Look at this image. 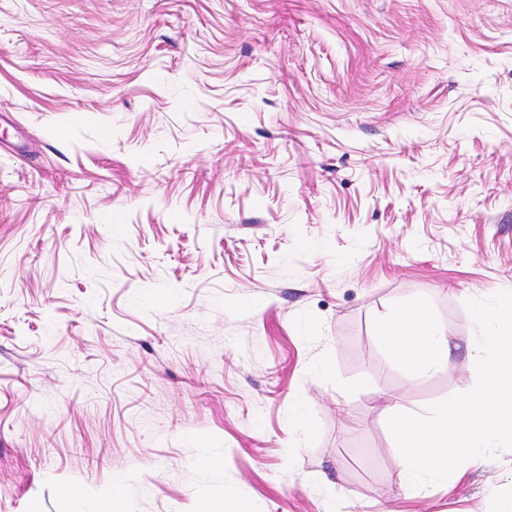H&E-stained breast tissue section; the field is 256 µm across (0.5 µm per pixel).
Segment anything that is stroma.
Segmentation results:
<instances>
[{
	"instance_id": "obj_1",
	"label": "stroma",
	"mask_w": 512,
	"mask_h": 512,
	"mask_svg": "<svg viewBox=\"0 0 512 512\" xmlns=\"http://www.w3.org/2000/svg\"><path fill=\"white\" fill-rule=\"evenodd\" d=\"M501 290L512 0H0V512H500L512 451L404 497L378 394L471 390ZM381 338L394 359L418 376L440 371L448 364V336L422 311L409 310L393 317Z\"/></svg>"
}]
</instances>
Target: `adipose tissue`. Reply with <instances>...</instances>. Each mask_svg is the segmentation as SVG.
I'll return each instance as SVG.
<instances>
[{
	"instance_id": "ef3b65f1",
	"label": "adipose tissue",
	"mask_w": 512,
	"mask_h": 512,
	"mask_svg": "<svg viewBox=\"0 0 512 512\" xmlns=\"http://www.w3.org/2000/svg\"><path fill=\"white\" fill-rule=\"evenodd\" d=\"M382 340L394 359L418 376L440 371L448 364V336L422 311L409 310L390 319Z\"/></svg>"
}]
</instances>
